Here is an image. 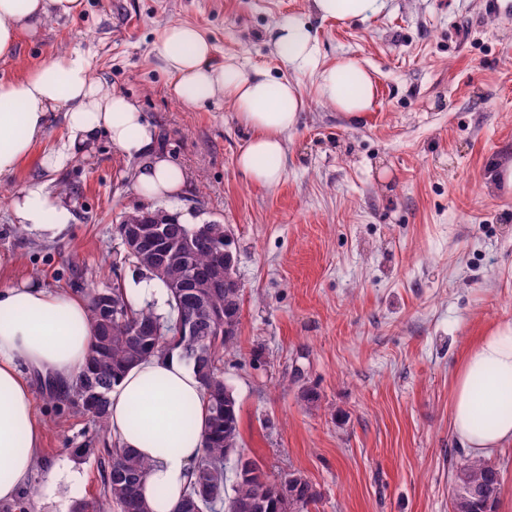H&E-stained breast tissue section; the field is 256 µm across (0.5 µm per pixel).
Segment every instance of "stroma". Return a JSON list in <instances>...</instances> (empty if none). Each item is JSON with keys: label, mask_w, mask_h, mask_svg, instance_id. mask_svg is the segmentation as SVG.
<instances>
[{"label": "stroma", "mask_w": 512, "mask_h": 512, "mask_svg": "<svg viewBox=\"0 0 512 512\" xmlns=\"http://www.w3.org/2000/svg\"><path fill=\"white\" fill-rule=\"evenodd\" d=\"M308 17L317 64L356 58L374 105L351 123L319 100L317 72L296 73L273 50L276 23ZM199 27L213 63L299 85L305 107L285 142L284 177L264 188L237 168L247 129L232 104L189 109L168 92L154 45L169 25ZM89 53L95 76L135 100L156 147L189 177L167 210L227 227L243 288L238 340L224 381L240 406V448L270 480L298 471L319 497L311 512H451L454 470L470 457L451 428L453 380L473 337L512 322V191L493 184L512 161V0H387L343 23L312 0H81L0 59L20 77L61 51ZM47 137L0 178V281L23 272L85 293L135 266L116 233L127 212L157 204L136 189L142 159L109 138L57 172ZM40 178L73 219L55 241L12 224L8 200ZM318 393L304 400V390ZM32 392L43 425L26 512H73L99 500L97 458L75 460L73 484L51 481L77 448L113 444L90 416Z\"/></svg>", "instance_id": "1"}]
</instances>
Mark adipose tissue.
Here are the masks:
<instances>
[{
    "instance_id": "obj_1",
    "label": "adipose tissue",
    "mask_w": 512,
    "mask_h": 512,
    "mask_svg": "<svg viewBox=\"0 0 512 512\" xmlns=\"http://www.w3.org/2000/svg\"><path fill=\"white\" fill-rule=\"evenodd\" d=\"M317 14L340 21L364 20L386 0H313ZM79 0H0V57L13 53L20 35L37 36L52 17L74 14ZM276 55L292 71L315 67L316 40L308 22L288 16L275 28ZM154 52L171 76L170 94L188 108L219 101L234 105L251 132L238 168L262 187L283 179L285 137L304 107L297 84L270 80L242 67L211 62L212 46L190 25L159 36ZM317 95L346 116L362 119L374 100L372 81L352 58L320 69ZM64 110L66 137L44 154L56 171L108 136L125 157L148 156L136 177L150 199L178 196L185 170L153 152L156 133L136 102L93 74L90 56L63 51L21 77L0 79V177L12 174L32 147L45 139L51 116ZM12 222L46 239L58 237L72 214L46 182H25L11 196ZM92 345L88 300L45 287L34 276L0 284V501L18 499L36 469L42 428L31 379L49 381L60 393L83 371ZM512 384V323L493 326L469 344L455 376L451 422L460 442L478 456L512 444V412L499 407L501 388ZM109 429L117 446L144 458L149 469L143 495L151 512H180L195 461L204 447L207 396L193 367L174 348L131 367L108 394Z\"/></svg>"
}]
</instances>
